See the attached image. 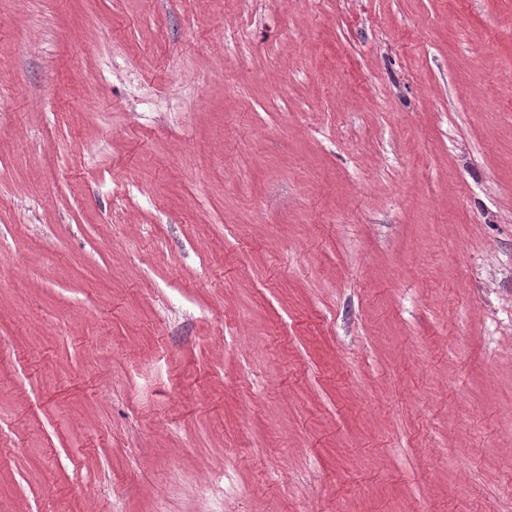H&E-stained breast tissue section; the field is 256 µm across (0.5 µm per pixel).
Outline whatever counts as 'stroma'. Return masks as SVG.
<instances>
[{"label":"stroma","instance_id":"obj_1","mask_svg":"<svg viewBox=\"0 0 512 512\" xmlns=\"http://www.w3.org/2000/svg\"><path fill=\"white\" fill-rule=\"evenodd\" d=\"M0 512H512V0H0Z\"/></svg>","mask_w":512,"mask_h":512}]
</instances>
